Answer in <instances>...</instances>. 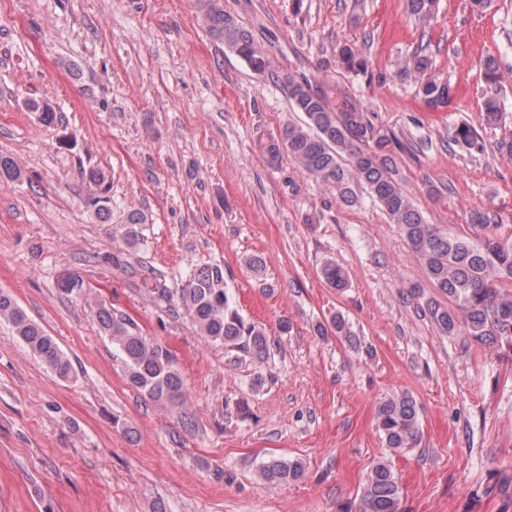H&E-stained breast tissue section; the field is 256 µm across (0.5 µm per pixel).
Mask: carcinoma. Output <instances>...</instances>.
Here are the masks:
<instances>
[{
  "mask_svg": "<svg viewBox=\"0 0 512 512\" xmlns=\"http://www.w3.org/2000/svg\"><path fill=\"white\" fill-rule=\"evenodd\" d=\"M438 0H407L409 13L423 24L437 14ZM211 37L224 44L248 66L264 72L270 68L267 54L257 45L251 32L218 5L205 0ZM338 63L347 70L365 67V61L350 45H343ZM432 61L424 48L415 50L402 65V73L412 79L427 107L441 110L452 99L451 85L430 75ZM288 91L294 109L304 115L303 123L288 124L281 136L265 146L270 164L279 162L286 152L310 177L328 186L336 201L344 206L358 202L356 188L364 185L370 196L385 211L389 222L408 241L425 273L439 292L448 297L444 305L428 298L421 307L424 314L444 335L464 333L477 344L492 347L512 357V226L496 213L473 210L467 230L457 232L427 221L413 200L401 189L395 169L398 152L414 155L427 148L423 139L402 141L379 127L352 101L339 110L330 108L326 97L313 89L305 77L285 72L277 77ZM500 97L484 96L481 116L493 125L501 117ZM452 141L469 147H482L479 134L468 124L460 125ZM85 180L99 194L90 198L97 218L111 219L110 199L101 195L104 175L97 170L83 172ZM20 181L23 172L16 161L0 154V179ZM325 281L344 288L348 280L344 270L328 259L322 270ZM65 296L78 297L87 287L81 276L72 272L58 281ZM186 313L202 336L231 350L246 353L261 362L269 350L264 328L246 321L232 304L224 286V266L214 263L197 268L182 287L175 290ZM94 316L104 334L112 341L113 355L120 359L128 382L153 403L178 414L184 429L193 430L195 422L185 410L187 386L169 349L142 334L136 321L106 304L96 306ZM0 321L11 326L34 357L55 376L68 381L73 365L53 336L35 322L18 303L0 291ZM321 335H348L342 315L331 318L329 326H318ZM376 428L385 447L403 452L417 447L421 439L420 409L408 394L393 395L381 401L375 410ZM305 464L300 460L271 457L260 467V477L277 484L301 480ZM402 483L387 460L372 466L363 483L358 512H401Z\"/></svg>",
  "mask_w": 512,
  "mask_h": 512,
  "instance_id": "cac0c4a2",
  "label": "carcinoma"
}]
</instances>
